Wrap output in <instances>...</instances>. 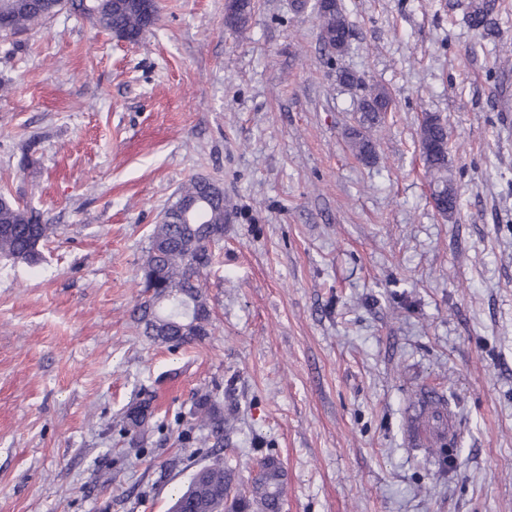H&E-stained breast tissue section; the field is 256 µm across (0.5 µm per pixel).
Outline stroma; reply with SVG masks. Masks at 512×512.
I'll list each match as a JSON object with an SVG mask.
<instances>
[{"instance_id": "obj_1", "label": "stroma", "mask_w": 512, "mask_h": 512, "mask_svg": "<svg viewBox=\"0 0 512 512\" xmlns=\"http://www.w3.org/2000/svg\"><path fill=\"white\" fill-rule=\"evenodd\" d=\"M475 2L339 0L342 56L300 0H253L240 29L224 0H159L136 43L66 9L0 32V190L57 227L39 265L0 258V512H167L203 449L175 427L140 455L107 421L138 393L173 419L230 379L224 452L244 477L280 460L281 512H512V0L485 37ZM371 84L395 109L366 164L344 132ZM428 113L448 124L447 217ZM196 177L231 220L210 334L171 350L135 330L136 274ZM427 387L456 418L444 469L410 437ZM419 147L429 177L436 191L435 208L448 215L456 207V189L448 169V125L436 114H425L419 129Z\"/></svg>"}]
</instances>
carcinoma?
<instances>
[{
	"instance_id": "1",
	"label": "carcinoma",
	"mask_w": 512,
	"mask_h": 512,
	"mask_svg": "<svg viewBox=\"0 0 512 512\" xmlns=\"http://www.w3.org/2000/svg\"><path fill=\"white\" fill-rule=\"evenodd\" d=\"M111 0H25L15 10L11 0H0V9L9 11L8 22L0 28L15 34L42 26L65 8L86 17L93 26L128 38L147 31L149 19L140 0H130L126 10L112 8ZM238 14L225 16L230 28L242 27L251 14L252 0H242ZM497 0H481L468 15L473 29L488 28L489 16ZM319 32L336 42V54L345 53L350 29L338 0L317 13ZM392 97L383 87L374 86L359 102V127L345 133L351 151L365 163L376 161L372 131L392 109ZM419 147L436 191L435 208L448 215L456 207V189L448 169V125L436 114H425L419 129ZM57 228L5 192H0V257L27 265L37 264L43 248ZM224 239V191L204 178H192L182 185L178 198L167 208L164 222L153 227L145 260L140 267L139 286L148 299L136 308L138 332L153 343L179 349L205 339L210 325V308L203 282L214 264L209 248L199 250V242L215 244ZM151 415L150 402L138 399L117 415L114 427L141 447L139 435ZM188 432L193 443L206 449L204 464L194 470L172 498L169 512H280L285 471L281 462L268 453L256 461L246 479L229 466L224 457V438L233 428L234 408L230 389H200L193 393Z\"/></svg>"
}]
</instances>
